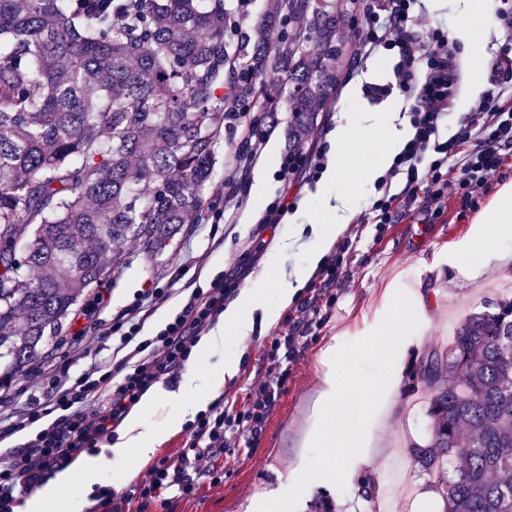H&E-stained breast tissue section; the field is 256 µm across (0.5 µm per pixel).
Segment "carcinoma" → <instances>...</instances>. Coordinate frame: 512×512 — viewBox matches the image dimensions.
Returning a JSON list of instances; mask_svg holds the SVG:
<instances>
[{"label": "carcinoma", "instance_id": "obj_1", "mask_svg": "<svg viewBox=\"0 0 512 512\" xmlns=\"http://www.w3.org/2000/svg\"><path fill=\"white\" fill-rule=\"evenodd\" d=\"M353 8L275 0L230 25L226 0H0V388L82 292L164 254L212 205L239 120L224 110H284L302 146L336 98ZM410 387L432 427L408 454L438 512H512V299L458 322Z\"/></svg>", "mask_w": 512, "mask_h": 512}]
</instances>
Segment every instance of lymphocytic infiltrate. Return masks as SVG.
<instances>
[{
	"mask_svg": "<svg viewBox=\"0 0 512 512\" xmlns=\"http://www.w3.org/2000/svg\"><path fill=\"white\" fill-rule=\"evenodd\" d=\"M364 14L366 26L357 42L354 67L362 69L378 52L396 56L395 86L373 84L368 92L381 99L399 89L409 104L412 133L381 176L377 198L357 221L395 224L418 197L435 201L451 190L486 187L504 159L512 156V0H495L502 49L491 65V87L474 107L482 121L477 141L466 127L452 139L439 138L455 97L460 53L447 28L427 21L419 0H369ZM326 135L319 130L308 149L284 153L278 171L281 188L255 219L253 239L281 223L289 210L290 188L315 182L325 170ZM338 265V259L327 260L320 288L298 303V319L289 321L287 332L264 351L267 367L243 401L220 402L198 414L184 428L178 459L159 458L142 480L124 491H103L91 512H125V504L144 505L166 494L186 498L223 473L220 457L240 454L244 436L262 433L295 361L303 328L313 323L322 289L335 283ZM246 271V265L232 266L211 287L192 289L181 311L143 339L139 333L144 323L165 300L159 291L146 295L137 308L113 320L112 350L118 361H99L78 375L52 377L47 386L31 390L22 412L0 408V440L26 429L31 432L22 445L0 447V512H15L20 495L39 488L50 471L112 437L151 387L185 368L199 341L223 315L226 302L237 294Z\"/></svg>",
	"mask_w": 512,
	"mask_h": 512,
	"instance_id": "obj_1",
	"label": "lymphocytic infiltrate"
}]
</instances>
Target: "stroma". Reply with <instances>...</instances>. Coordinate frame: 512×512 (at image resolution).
<instances>
[{"label": "stroma", "mask_w": 512, "mask_h": 512, "mask_svg": "<svg viewBox=\"0 0 512 512\" xmlns=\"http://www.w3.org/2000/svg\"><path fill=\"white\" fill-rule=\"evenodd\" d=\"M395 58L378 53L362 73L353 74L340 87L328 111L319 122L338 125L348 118L359 126L365 115L378 117L404 112L408 104L400 91L374 101L365 87L386 84L393 79ZM259 126L265 130L268 146L278 153L288 148V115L278 113L269 119L258 109L241 117L234 132L221 135L213 183L217 200L212 212L204 213L199 224L185 225L172 247L163 255L134 258L115 281L103 288L104 299L86 319V334H71L75 317H68L67 333L46 341L42 358L28 367L11 385L0 390V400L22 407L23 387L40 384L46 371L79 374L91 361L112 357L108 328L113 314L129 308L152 288H166L169 299L142 329L151 336L165 318L179 311L193 288L210 287L216 276L233 265L251 246L255 204H247L238 223L213 221V212L224 208L223 197L235 191L231 154L244 134ZM512 184V160L494 174L486 188L468 195H448L438 201L439 218L425 223L424 209L411 210L400 223L376 227L373 224H346L340 235L347 241L338 276L322 301L321 324L312 326L299 352L279 399L271 407L261 436L251 456L230 461L224 467L221 484L203 485L191 498L158 499L144 512H310L314 501L329 497L339 512H373L372 502L358 494L354 479L328 478L326 462L349 468L354 459L370 455V470L379 485H395L405 496H417V512H432L434 502L422 479H404L402 463L407 438L424 436L428 420L419 417L407 424L406 409L419 402V392L408 389V371L422 354L447 344L455 322L485 301H496L512 293V235L497 241L499 258L481 267L483 249L478 219L505 185ZM311 187H303L294 207L281 224L268 231L260 256L251 264L244 280L252 285L268 266L276 264L287 271L306 267L308 255L295 247L280 250L279 242L295 237L300 227L316 219L317 200ZM407 316L408 321L385 348H373L374 332L383 320ZM255 324L245 336L226 338L224 359L238 362L237 374L226 380L219 392L223 400L244 397L252 382L265 370L262 350L269 339L285 328L284 322L261 326L260 312H253ZM335 347L340 362L352 363L359 376L389 380L391 387L368 398H352V412L336 417V434L323 448L303 447L312 402L321 386L324 367L321 356L326 347ZM305 468L304 480H297L298 468Z\"/></svg>", "instance_id": "1"}]
</instances>
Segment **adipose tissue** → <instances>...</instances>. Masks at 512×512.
Masks as SVG:
<instances>
[{"label":"adipose tissue","instance_id":"1","mask_svg":"<svg viewBox=\"0 0 512 512\" xmlns=\"http://www.w3.org/2000/svg\"><path fill=\"white\" fill-rule=\"evenodd\" d=\"M465 19L456 31V36L464 46L466 55L464 64L468 71L467 94L474 95L481 89L480 72L482 60L477 52L478 46L493 25L487 0H464ZM410 134L408 124L398 114H391L388 121L373 122L350 131L337 127L332 140L334 161L324 172L322 183L339 184L336 195L323 198L320 211V227L312 228L311 264H318L329 247L331 235L340 231L346 224L349 202L356 191L367 182L374 181L386 170L393 157L403 148ZM480 221L486 224L483 237L482 262L491 261L497 252V236L512 233V186H504L498 191L491 203L484 209ZM305 273L287 274L283 269L273 266L265 269L255 285L245 289L242 295L224 312V322L219 325L210 344H218L225 337L242 333L246 322L254 310H261L263 324L277 322L281 310L295 297L305 284ZM276 289L279 304L275 307L264 306L266 289ZM326 370L322 385L313 403L315 422L307 433L311 443L317 444L328 436L324 425L335 420L336 411L347 405L351 394L371 395L387 388L384 379H367L352 373L346 365L336 360L334 350H326L323 356ZM236 367L231 363L217 362L204 371H192L186 374L178 390L157 389L147 393L142 400L141 413L129 418L123 433L112 445L110 454L116 457H134L146 461L155 453L166 430L151 423L147 417L157 405L165 403L173 407L172 424H181L188 416L205 410L213 391L219 389L225 378L233 376ZM106 454L97 453L86 456L82 468H64L55 473L37 497L26 501L20 512H52L58 504L57 492L63 487L89 484L95 479L97 469Z\"/></svg>","mask_w":512,"mask_h":512}]
</instances>
